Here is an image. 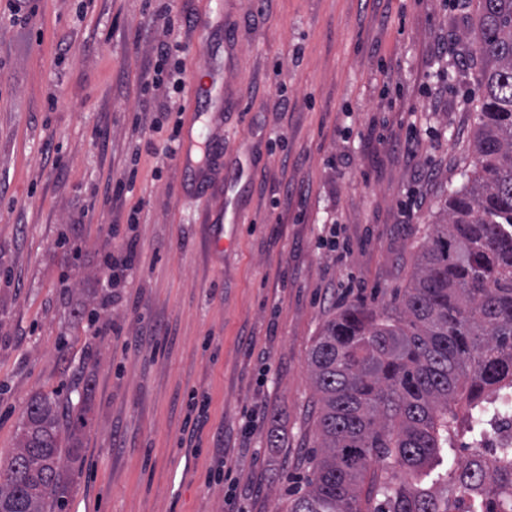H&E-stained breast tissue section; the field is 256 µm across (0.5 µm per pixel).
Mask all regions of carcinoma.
<instances>
[{"label": "carcinoma", "mask_w": 512, "mask_h": 512, "mask_svg": "<svg viewBox=\"0 0 512 512\" xmlns=\"http://www.w3.org/2000/svg\"><path fill=\"white\" fill-rule=\"evenodd\" d=\"M474 160L448 191L396 315L358 305L309 353L319 448L290 512H512V447H475L480 421L512 401V0H479ZM35 395L14 453L0 458V512H63L82 422Z\"/></svg>", "instance_id": "obj_1"}]
</instances>
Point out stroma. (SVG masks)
Masks as SVG:
<instances>
[{
	"mask_svg": "<svg viewBox=\"0 0 512 512\" xmlns=\"http://www.w3.org/2000/svg\"><path fill=\"white\" fill-rule=\"evenodd\" d=\"M167 3L183 18L172 98L141 90L156 61L146 10ZM477 5L28 0L19 18L0 4V458L29 399L57 391L85 412L64 512H227L230 493L238 512H289L318 452L311 346L342 306L398 304L473 160ZM458 42L466 67L437 60ZM206 66L228 76L224 172L243 177L200 196L177 162L133 160L131 145L146 113L193 120ZM422 165L438 175L418 186ZM110 179L130 190L107 203ZM229 201L244 218L203 256L200 218ZM130 251L125 281L99 288L102 255ZM107 295L97 336L76 315ZM148 319L166 340L131 348ZM193 399L207 421L186 448Z\"/></svg>",
	"mask_w": 512,
	"mask_h": 512,
	"instance_id": "1",
	"label": "stroma"
}]
</instances>
